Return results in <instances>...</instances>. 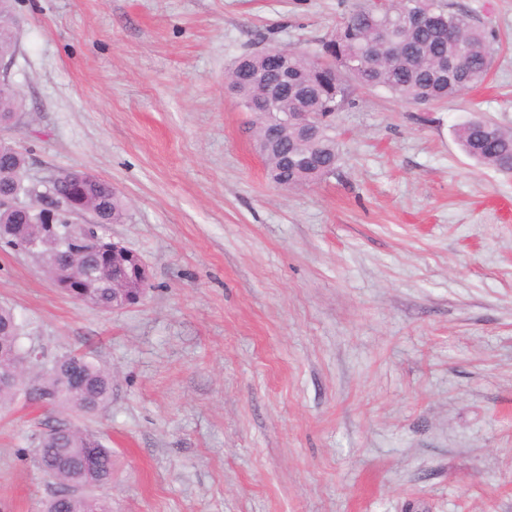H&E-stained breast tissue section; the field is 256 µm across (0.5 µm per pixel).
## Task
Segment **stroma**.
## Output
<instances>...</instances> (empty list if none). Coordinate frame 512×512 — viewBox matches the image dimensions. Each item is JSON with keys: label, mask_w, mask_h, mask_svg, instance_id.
Listing matches in <instances>:
<instances>
[{"label": "stroma", "mask_w": 512, "mask_h": 512, "mask_svg": "<svg viewBox=\"0 0 512 512\" xmlns=\"http://www.w3.org/2000/svg\"><path fill=\"white\" fill-rule=\"evenodd\" d=\"M491 31L488 80L443 104L356 89L338 169L284 189L224 75L314 53L360 0H18L0 138L49 178L124 197L109 228L151 287L112 312L0 249V305L42 366L112 372L75 417L111 448L112 512H512V175L455 141L512 130V0H449ZM58 410L0 412V512H41L33 455ZM24 99L18 90L0 89V123H8L13 113L23 112Z\"/></svg>", "instance_id": "1"}]
</instances>
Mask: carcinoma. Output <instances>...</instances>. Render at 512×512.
<instances>
[{
	"label": "carcinoma",
	"mask_w": 512,
	"mask_h": 512,
	"mask_svg": "<svg viewBox=\"0 0 512 512\" xmlns=\"http://www.w3.org/2000/svg\"><path fill=\"white\" fill-rule=\"evenodd\" d=\"M419 7L435 17L433 23L413 28L408 25L409 11ZM15 0H0V56L12 57L17 50L13 26ZM453 31L454 38L442 34ZM490 34L475 24L470 15L455 11L442 0H369L352 9L336 28V34L322 42L319 60L289 48L277 51L288 66V93L281 95L272 110H251L250 129L255 142H264L276 121L289 112H325L331 122L325 125L320 142L327 150L314 152L315 145L305 141L292 126L279 124L281 135L267 157L270 179L279 186L298 188L317 181V176L299 171V160L315 153L316 162L333 172L340 158L336 137L337 115L353 104L355 86L382 88L417 104L445 101L465 88L485 81L491 60L486 51ZM234 76L239 93L247 98L255 93L256 76L278 81L259 54L243 55L236 60ZM24 99L18 90L0 89V123L23 111ZM462 150L482 164L503 172L512 167V130L506 131L482 118L470 119L454 131ZM27 170L26 156L5 147L0 149V193L9 189ZM54 195L71 197L81 205L92 204L101 222L121 224L127 216L122 196L104 181L78 182L74 172L55 176ZM62 223L54 208H43L26 216L22 211L0 210V227L11 229L9 243H35L40 251L52 253L59 248L48 223ZM121 288L127 296L145 297L149 283L132 271L122 272ZM81 292L86 303L103 311L112 310V269L91 271L84 276ZM23 324L11 307L0 306V366L19 359L28 360L27 373L39 385L34 398L45 408H63L81 416H92L112 399V372L80 353L59 358V363L33 372L36 359L23 346ZM82 384L67 387L74 362ZM37 465L43 477L61 488L76 478L101 485L112 481V449L92 433L79 427L62 437L45 429L36 435ZM82 499L51 498L43 512H86Z\"/></svg>",
	"instance_id": "carcinoma-1"
}]
</instances>
